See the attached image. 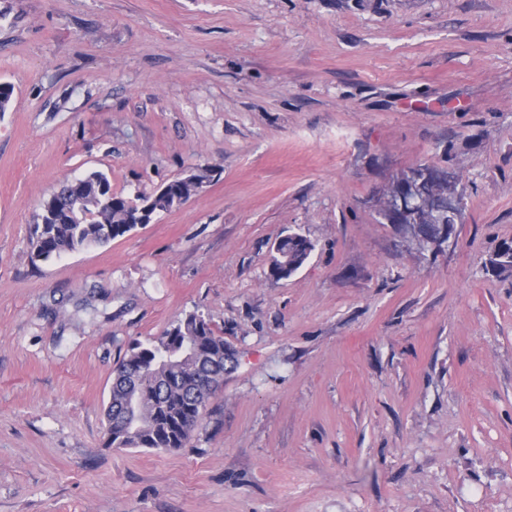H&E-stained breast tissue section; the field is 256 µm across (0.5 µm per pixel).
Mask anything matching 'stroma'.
Here are the masks:
<instances>
[{"label":"stroma","instance_id":"obj_1","mask_svg":"<svg viewBox=\"0 0 512 512\" xmlns=\"http://www.w3.org/2000/svg\"><path fill=\"white\" fill-rule=\"evenodd\" d=\"M1 82L0 512H512V0H0ZM422 163L465 187L438 250L377 220ZM202 169L33 257L64 178ZM191 312L237 364L188 446L106 447L118 361ZM313 249L312 242L298 233L282 237L275 248L270 275L277 280L289 277L305 263ZM491 272L496 277L512 276V241L501 242L489 260Z\"/></svg>","mask_w":512,"mask_h":512}]
</instances>
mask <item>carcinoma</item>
Here are the masks:
<instances>
[{"label":"carcinoma","mask_w":512,"mask_h":512,"mask_svg":"<svg viewBox=\"0 0 512 512\" xmlns=\"http://www.w3.org/2000/svg\"><path fill=\"white\" fill-rule=\"evenodd\" d=\"M426 164L396 176L399 183L425 187ZM204 175L189 174L168 182L164 190L137 204L104 184L79 191L62 183L50 202L66 217L53 224L46 212L37 215L30 242L37 256L48 259L105 244L134 230L133 213L149 206L151 214L167 212L176 202L201 191ZM314 249L303 235L282 237L275 248L270 275L279 280L297 271ZM497 277L512 276V241L501 242L489 260ZM232 350L201 315L189 313L153 342L134 341L115 369L112 400L105 408L109 448L171 451L184 448L201 423L221 381Z\"/></svg>","instance_id":"cac0c4a2"}]
</instances>
